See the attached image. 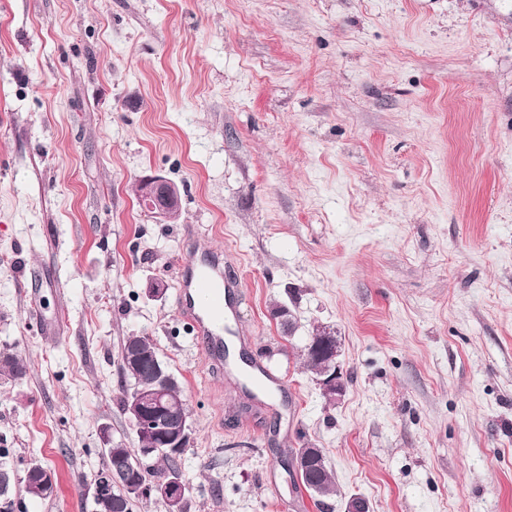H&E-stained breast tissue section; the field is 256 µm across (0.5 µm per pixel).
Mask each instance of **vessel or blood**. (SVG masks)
Returning <instances> with one entry per match:
<instances>
[{
  "label": "vessel or blood",
  "instance_id": "1",
  "mask_svg": "<svg viewBox=\"0 0 512 512\" xmlns=\"http://www.w3.org/2000/svg\"><path fill=\"white\" fill-rule=\"evenodd\" d=\"M236 281L224 273L222 253L205 250L186 254L176 277L175 303L196 344L206 353L210 366L224 369V338L234 336L240 347L249 337L240 333L242 313L235 302ZM238 387L270 410H278L281 379L262 360H254L248 373H234Z\"/></svg>",
  "mask_w": 512,
  "mask_h": 512
}]
</instances>
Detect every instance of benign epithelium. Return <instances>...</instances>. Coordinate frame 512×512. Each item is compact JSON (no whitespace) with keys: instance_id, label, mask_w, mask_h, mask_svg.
<instances>
[{"instance_id":"7a95c632","label":"benign epithelium","mask_w":512,"mask_h":512,"mask_svg":"<svg viewBox=\"0 0 512 512\" xmlns=\"http://www.w3.org/2000/svg\"><path fill=\"white\" fill-rule=\"evenodd\" d=\"M140 199L145 201L150 211L167 222L174 219L181 209L178 187L162 176H152L142 181ZM337 350L327 353L326 367L318 380L323 394L336 399L345 392V382L336 366ZM170 401L162 390H154L144 396H137L128 405L129 420L136 433L154 440L158 448H181L189 437L183 427L173 424L169 414ZM119 483L112 471L102 474L93 484L92 501L95 512H122L120 503L112 498V486ZM130 494L139 498L158 496L170 505V512H180V504L185 499V485L181 480H171L163 484L129 483Z\"/></svg>"}]
</instances>
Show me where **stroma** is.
Instances as JSON below:
<instances>
[{
    "instance_id": "obj_1",
    "label": "stroma",
    "mask_w": 512,
    "mask_h": 512,
    "mask_svg": "<svg viewBox=\"0 0 512 512\" xmlns=\"http://www.w3.org/2000/svg\"><path fill=\"white\" fill-rule=\"evenodd\" d=\"M154 175L174 222L138 204ZM198 248L236 265L281 415L183 331ZM324 328L336 401L304 366ZM130 336L182 383L192 512H512V0H0V352L26 367L0 378V448L57 482L29 512H83L101 428L136 447ZM303 438L335 482L318 505ZM140 199L145 201L150 211L166 223L174 219L181 209L178 187L162 176H152L142 181Z\"/></svg>"
}]
</instances>
